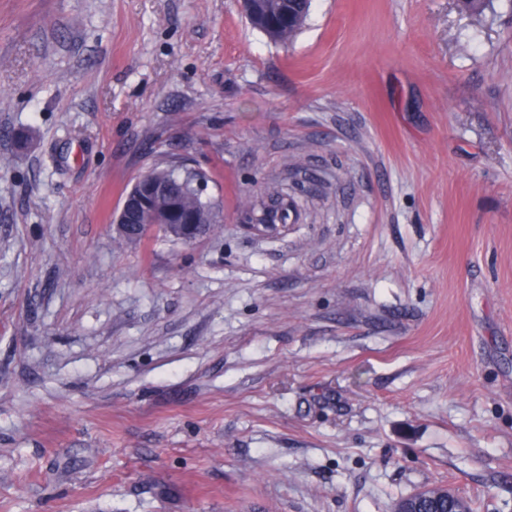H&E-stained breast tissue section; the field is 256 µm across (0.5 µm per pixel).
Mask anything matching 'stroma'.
Listing matches in <instances>:
<instances>
[{
	"label": "stroma",
	"mask_w": 512,
	"mask_h": 512,
	"mask_svg": "<svg viewBox=\"0 0 512 512\" xmlns=\"http://www.w3.org/2000/svg\"><path fill=\"white\" fill-rule=\"evenodd\" d=\"M175 162L222 233L117 247ZM435 485L512 512V0H0V512ZM272 6L270 15L280 19L278 26L270 32L259 31L264 33L271 41L276 43L287 44L292 42L299 31L302 29L307 17L310 0H267ZM288 2L292 14L288 16Z\"/></svg>",
	"instance_id": "stroma-1"
}]
</instances>
